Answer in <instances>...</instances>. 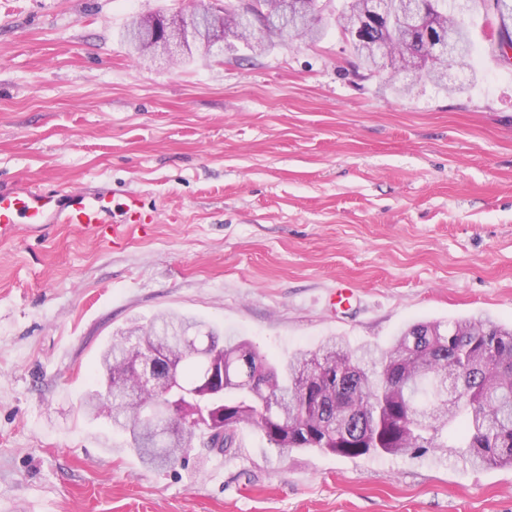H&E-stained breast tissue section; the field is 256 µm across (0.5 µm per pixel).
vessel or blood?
Masks as SVG:
<instances>
[{"mask_svg":"<svg viewBox=\"0 0 512 512\" xmlns=\"http://www.w3.org/2000/svg\"><path fill=\"white\" fill-rule=\"evenodd\" d=\"M140 196L132 191L77 190L66 194L18 182L0 188V241L20 232L42 236L55 224H74L80 230L118 243L137 224L152 223Z\"/></svg>","mask_w":512,"mask_h":512,"instance_id":"b4317fda","label":"vessel or blood"}]
</instances>
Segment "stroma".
Wrapping results in <instances>:
<instances>
[{"instance_id":"35a3bbf8","label":"stroma","mask_w":512,"mask_h":512,"mask_svg":"<svg viewBox=\"0 0 512 512\" xmlns=\"http://www.w3.org/2000/svg\"><path fill=\"white\" fill-rule=\"evenodd\" d=\"M210 0H0V187L134 190L122 243L58 225L0 241V512H512V467L282 456L256 427L162 471L82 410L113 331L174 312L270 360L409 324H512V65L399 93L334 12L318 43L140 64L132 16ZM350 284V305L326 303Z\"/></svg>"}]
</instances>
